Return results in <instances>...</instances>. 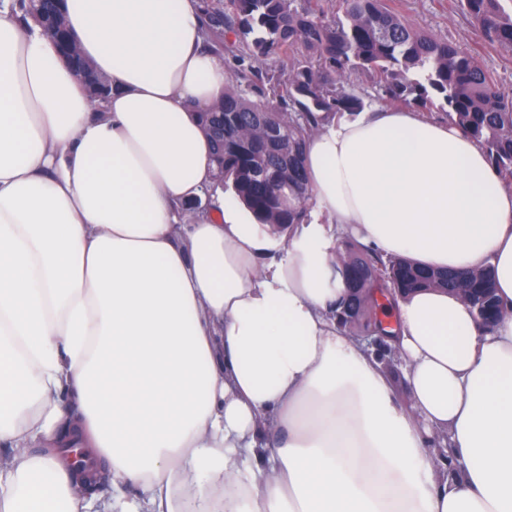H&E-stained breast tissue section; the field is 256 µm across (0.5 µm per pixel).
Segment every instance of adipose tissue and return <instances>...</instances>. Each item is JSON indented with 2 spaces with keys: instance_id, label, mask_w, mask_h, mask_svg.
I'll return each instance as SVG.
<instances>
[{
  "instance_id": "adipose-tissue-1",
  "label": "adipose tissue",
  "mask_w": 512,
  "mask_h": 512,
  "mask_svg": "<svg viewBox=\"0 0 512 512\" xmlns=\"http://www.w3.org/2000/svg\"><path fill=\"white\" fill-rule=\"evenodd\" d=\"M64 10L104 103L0 0V512H87L58 448L108 460L103 512H512V185L482 144L408 108L324 118L274 232L216 182L200 0ZM343 237L493 271L491 328L441 288L389 312L409 405L336 319Z\"/></svg>"
}]
</instances>
